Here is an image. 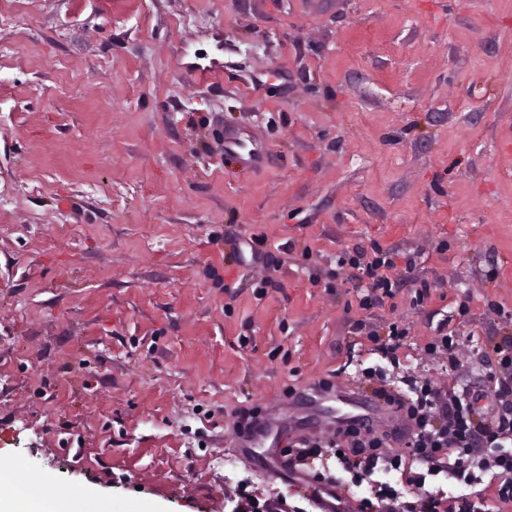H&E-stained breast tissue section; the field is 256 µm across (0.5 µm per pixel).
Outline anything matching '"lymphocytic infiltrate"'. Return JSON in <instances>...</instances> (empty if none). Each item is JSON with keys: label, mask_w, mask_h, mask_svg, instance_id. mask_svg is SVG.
<instances>
[{"label": "lymphocytic infiltrate", "mask_w": 512, "mask_h": 512, "mask_svg": "<svg viewBox=\"0 0 512 512\" xmlns=\"http://www.w3.org/2000/svg\"><path fill=\"white\" fill-rule=\"evenodd\" d=\"M341 264L369 280L362 307L395 296L387 272L392 261L380 249L362 248L346 253ZM494 365L485 373L480 389L448 390L427 379H414L409 392L392 387L385 369H363L361 383L372 386L376 397L396 408L406 423L402 450H392L389 433L349 421L337 426L331 438L301 439L305 454L330 448L353 485L369 482L370 493L361 498L357 512H491L492 504L512 503V345L493 350ZM423 464L420 472L411 463ZM397 471L400 485L375 480L376 472ZM493 472L491 495L446 497L426 492L428 477L446 474L469 485L480 474Z\"/></svg>", "instance_id": "lymphocytic-infiltrate-1"}]
</instances>
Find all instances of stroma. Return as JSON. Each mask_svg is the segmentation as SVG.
Instances as JSON below:
<instances>
[{"mask_svg":"<svg viewBox=\"0 0 512 512\" xmlns=\"http://www.w3.org/2000/svg\"><path fill=\"white\" fill-rule=\"evenodd\" d=\"M1 45L0 473L27 512H353L333 452L241 447L237 413L373 420L393 323L396 380L458 390L512 341V0H0ZM374 246L397 295L364 308L338 260ZM450 329L451 375L424 351Z\"/></svg>","mask_w":512,"mask_h":512,"instance_id":"35a3bbf8","label":"stroma"}]
</instances>
